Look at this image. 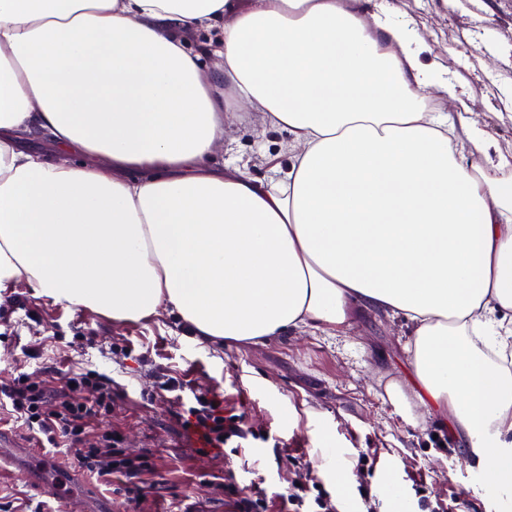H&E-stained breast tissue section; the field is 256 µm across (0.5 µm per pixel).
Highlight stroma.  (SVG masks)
<instances>
[{
  "label": "stroma",
  "mask_w": 512,
  "mask_h": 512,
  "mask_svg": "<svg viewBox=\"0 0 512 512\" xmlns=\"http://www.w3.org/2000/svg\"><path fill=\"white\" fill-rule=\"evenodd\" d=\"M363 2L367 16L414 28L428 44L422 64L443 67V80L456 92L452 101L437 95L433 108L480 113L499 148L511 151L512 0ZM290 157L287 133L249 112L226 126L214 165L265 182ZM407 340L398 321L368 312L337 336L300 332L259 346L199 344L184 337L166 311L148 321L117 323L53 303L24 283L0 292V385L22 364L53 386L76 366L106 373L120 397L112 414L92 420V435L115 430L129 451L151 450L156 488L141 502L120 482L108 492L90 484L91 495H111L112 512H224L223 490L201 482L204 473L232 474L242 484L259 473L273 495L314 473L333 501L353 512H393L391 500L378 490L380 479L388 477L406 512H424L452 494L469 512H505V496L475 482L470 455L451 438L437 440L431 409L416 402L405 408L389 399L388 385L407 384ZM167 375L223 393L225 407L244 415L257 439L235 452L197 454L158 395ZM325 428L350 474L342 488L313 469ZM362 451L376 460L375 471H358ZM0 512L81 510L75 502L60 505L21 474L6 471L0 473Z\"/></svg>",
  "instance_id": "1"
}]
</instances>
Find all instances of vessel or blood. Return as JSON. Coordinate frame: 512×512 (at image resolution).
I'll list each match as a JSON object with an SVG mask.
<instances>
[{"mask_svg":"<svg viewBox=\"0 0 512 512\" xmlns=\"http://www.w3.org/2000/svg\"><path fill=\"white\" fill-rule=\"evenodd\" d=\"M4 464L22 469L39 488L54 487L61 497L70 498L78 492L70 472L50 466L42 449L20 442L0 428V466Z\"/></svg>","mask_w":512,"mask_h":512,"instance_id":"vessel-or-blood-1","label":"vessel or blood"}]
</instances>
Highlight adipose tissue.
Instances as JSON below:
<instances>
[{
  "label": "adipose tissue",
  "mask_w": 512,
  "mask_h": 512,
  "mask_svg": "<svg viewBox=\"0 0 512 512\" xmlns=\"http://www.w3.org/2000/svg\"><path fill=\"white\" fill-rule=\"evenodd\" d=\"M424 50L350 0H0V291L199 342L403 317L416 398L512 488V153L428 109ZM236 107L288 133L269 182L211 164Z\"/></svg>",
  "instance_id": "1"
}]
</instances>
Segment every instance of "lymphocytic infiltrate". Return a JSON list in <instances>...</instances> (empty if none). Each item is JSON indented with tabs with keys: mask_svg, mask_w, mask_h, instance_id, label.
I'll return each mask as SVG.
<instances>
[{
	"mask_svg": "<svg viewBox=\"0 0 512 512\" xmlns=\"http://www.w3.org/2000/svg\"><path fill=\"white\" fill-rule=\"evenodd\" d=\"M160 390L167 393L182 428L197 436L200 455L242 443L253 434L243 415L225 413L223 394L188 388L174 377L162 381ZM113 404L111 377L82 368L69 372L57 387L36 380L29 372L19 373L0 387V411L24 426L46 452L63 450L73 455L79 467L104 487L111 486L113 478L124 477L140 499L148 489L144 475L155 471L149 453L128 455L113 432L95 444L86 442L89 420L109 414ZM286 500L291 512H340L320 481L312 477L295 482ZM224 506L227 512H269L270 501L258 484L243 485L228 477Z\"/></svg>",
	"mask_w": 512,
	"mask_h": 512,
	"instance_id": "lymphocytic-infiltrate-1",
	"label": "lymphocytic infiltrate"
}]
</instances>
